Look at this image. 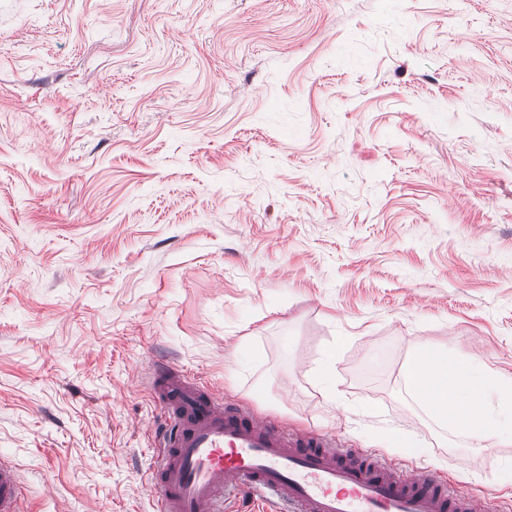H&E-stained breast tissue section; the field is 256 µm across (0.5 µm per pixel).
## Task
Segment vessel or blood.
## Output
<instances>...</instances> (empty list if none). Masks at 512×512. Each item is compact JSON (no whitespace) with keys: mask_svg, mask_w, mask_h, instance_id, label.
Wrapping results in <instances>:
<instances>
[{"mask_svg":"<svg viewBox=\"0 0 512 512\" xmlns=\"http://www.w3.org/2000/svg\"><path fill=\"white\" fill-rule=\"evenodd\" d=\"M151 394L165 416L149 490L156 512H224L248 496L265 512H501L498 500L451 491L427 471L394 468L335 436L296 431L215 398L170 367ZM18 467L0 455V512H24Z\"/></svg>","mask_w":512,"mask_h":512,"instance_id":"obj_1","label":"vessel or blood"}]
</instances>
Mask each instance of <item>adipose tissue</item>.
Wrapping results in <instances>:
<instances>
[{
    "label": "adipose tissue",
    "instance_id": "obj_1",
    "mask_svg": "<svg viewBox=\"0 0 512 512\" xmlns=\"http://www.w3.org/2000/svg\"><path fill=\"white\" fill-rule=\"evenodd\" d=\"M410 382L433 413L480 441L495 434L483 400L485 391H495L512 405V378L496 376L475 363L455 366L432 348L422 349L415 356Z\"/></svg>",
    "mask_w": 512,
    "mask_h": 512
}]
</instances>
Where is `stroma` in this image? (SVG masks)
<instances>
[{"instance_id":"1","label":"stroma","mask_w":512,"mask_h":512,"mask_svg":"<svg viewBox=\"0 0 512 512\" xmlns=\"http://www.w3.org/2000/svg\"><path fill=\"white\" fill-rule=\"evenodd\" d=\"M425 347L512 377V0H0L27 512H154L160 363L512 512Z\"/></svg>"}]
</instances>
